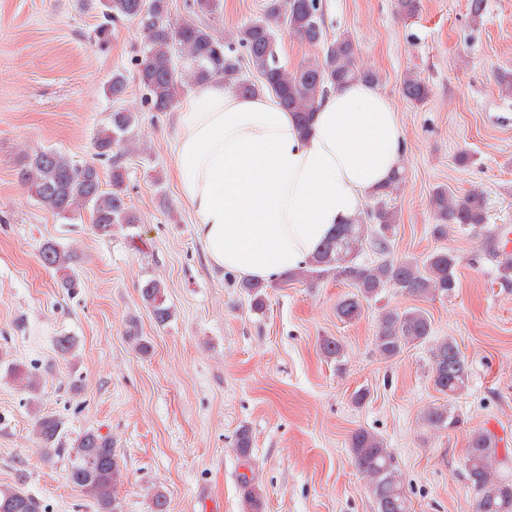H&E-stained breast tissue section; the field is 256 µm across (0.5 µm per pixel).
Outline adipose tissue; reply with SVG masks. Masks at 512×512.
<instances>
[{
  "label": "adipose tissue",
  "instance_id": "obj_1",
  "mask_svg": "<svg viewBox=\"0 0 512 512\" xmlns=\"http://www.w3.org/2000/svg\"><path fill=\"white\" fill-rule=\"evenodd\" d=\"M173 176L211 265L274 281L309 265L399 169L405 129L375 84L321 96L301 129L277 96L213 80L175 114Z\"/></svg>",
  "mask_w": 512,
  "mask_h": 512
}]
</instances>
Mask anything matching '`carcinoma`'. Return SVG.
Masks as SVG:
<instances>
[{"instance_id":"obj_1","label":"carcinoma","mask_w":512,"mask_h":512,"mask_svg":"<svg viewBox=\"0 0 512 512\" xmlns=\"http://www.w3.org/2000/svg\"><path fill=\"white\" fill-rule=\"evenodd\" d=\"M101 6L105 23L95 31L97 41H107L112 26L125 22L134 24L142 37L144 51L136 62L135 78L144 91L145 103L154 112L169 111L185 86L200 87L213 78H222L242 95L261 87L271 90L305 129L327 85L339 86L354 80L379 82L376 73L354 66L355 48L347 36L296 70L280 65L271 22H277L290 36L303 42L322 45L326 34L320 0H267L264 16L241 26L228 39L206 21L218 12L220 0H195L200 19L183 23L171 21L170 0H101ZM245 66L257 74L260 82L243 78ZM128 87L129 76L117 69L105 82L104 92L112 101L119 102ZM403 91L408 99L418 103L428 97L427 86L412 72L404 76ZM136 121V113L118 107L108 114L95 135L96 156L111 162L110 184L102 181L94 164H77L55 149L27 156L18 175L20 183L43 208L63 219L71 220L80 210H89L100 236L112 235L117 224L133 227L138 218L129 204L124 154L119 148L134 140ZM403 180V171H397L373 197L367 218L339 225L308 267L287 276L289 280L299 278L311 283L332 276L351 284L355 291L336 304V315L344 322L359 319L364 304L376 300L388 288L416 298L448 297L458 288V261L450 250L436 249L420 260L393 262L383 258L396 229V215L389 201ZM429 207L435 221L432 235L436 238L447 236L452 224L475 233L486 227L485 197L478 190L457 197L438 186L429 197ZM366 248L382 259L371 265L358 262ZM40 256L45 266L65 272L61 287L69 291L78 287L76 278L66 273L71 253L47 242L42 245ZM240 288L249 298L252 310L265 309L267 285L243 281ZM141 296L152 308L157 324L170 321L172 311L160 282L146 281ZM431 334V320L425 311L389 310L379 320L374 345L381 357L392 359L425 343ZM429 369L435 390L443 395L456 396L467 386L469 365L452 338L431 346ZM423 420L439 432L453 429L460 422L455 411L445 405L427 408ZM34 431L46 458L68 454L69 481L90 494L100 512H116V488L123 482L124 473L112 448V438L88 430L74 438L71 447L61 448L64 426L50 414L36 418ZM349 450L357 469L368 481L377 512H410L403 475L384 439L367 429H358L350 436ZM511 465L512 457L499 453L495 434L484 430L469 434L464 469L475 493V512H512V478L501 473L502 468ZM241 483L246 489V512H260L261 494L253 479L244 475ZM0 512H45V507L22 487H5L0 488Z\"/></svg>"}]
</instances>
